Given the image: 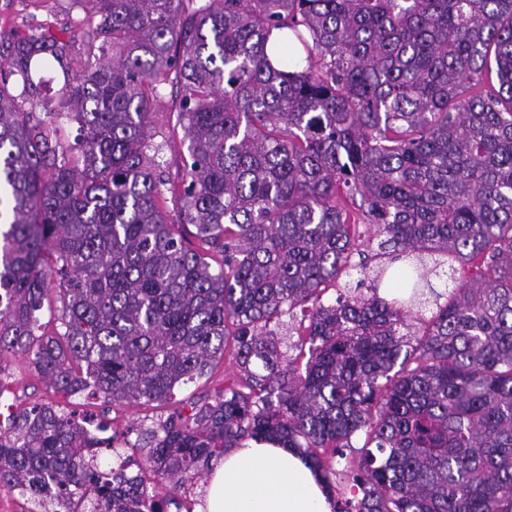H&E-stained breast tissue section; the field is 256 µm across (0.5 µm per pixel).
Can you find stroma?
<instances>
[{"instance_id":"stroma-1","label":"stroma","mask_w":512,"mask_h":512,"mask_svg":"<svg viewBox=\"0 0 512 512\" xmlns=\"http://www.w3.org/2000/svg\"><path fill=\"white\" fill-rule=\"evenodd\" d=\"M83 10L71 7L70 0H0V33L25 34L33 26L50 23L54 30L75 32L76 38L70 50V63L75 71H82L88 62L98 58L100 51L97 42L89 40L82 33ZM177 92L173 86H165L154 100L156 112L155 132L157 136L173 141L172 151L166 152L164 159L170 182L164 188L165 197H172L183 175V152L185 132L177 122L174 112ZM359 252L352 255L346 274L335 283L329 284L323 294L324 302H334L339 294L353 291L359 280L374 278L384 267V260L375 258L376 242L373 227L361 225ZM241 375L234 357L233 346H226L224 354L214 360L207 376L177 386L172 397L163 402L150 404H112L103 397H90L87 394H67L55 389L35 370L29 355L16 354L9 360L8 368L0 373V385L4 386L19 401L21 407L44 403L55 409L93 415L116 433H131L152 427L165 421L173 413L190 416L194 405L211 402L223 394L225 386L240 383Z\"/></svg>"}]
</instances>
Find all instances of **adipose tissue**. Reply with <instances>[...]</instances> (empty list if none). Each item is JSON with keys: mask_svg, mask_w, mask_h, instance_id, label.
<instances>
[{"mask_svg": "<svg viewBox=\"0 0 512 512\" xmlns=\"http://www.w3.org/2000/svg\"><path fill=\"white\" fill-rule=\"evenodd\" d=\"M320 474L297 449L245 443L225 454L199 512H333Z\"/></svg>", "mask_w": 512, "mask_h": 512, "instance_id": "obj_1", "label": "adipose tissue"}]
</instances>
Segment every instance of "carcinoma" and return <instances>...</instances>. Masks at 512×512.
I'll return each mask as SVG.
<instances>
[{"label": "carcinoma", "instance_id": "obj_1", "mask_svg": "<svg viewBox=\"0 0 512 512\" xmlns=\"http://www.w3.org/2000/svg\"><path fill=\"white\" fill-rule=\"evenodd\" d=\"M112 60L73 72L74 36L0 38V371L24 353L54 388L162 402L233 342L228 386L193 422L143 433L149 466L100 469L76 420L36 403L0 423V490L44 512H165L248 439L302 450L328 490L364 436L334 512H512V0H72ZM67 111L21 112L46 66ZM176 86L188 140L181 225L152 97ZM80 124L64 144L58 120ZM412 308L370 293L322 302L356 237ZM462 275L444 296L430 276ZM62 300L66 345L38 334ZM444 302H439V299ZM309 311L299 370L276 327ZM62 303L59 295L52 291L47 298L44 300V306L42 310L41 323L43 328L41 331L47 334H54L58 326L57 316L60 314Z\"/></svg>", "mask_w": 512, "mask_h": 512}]
</instances>
